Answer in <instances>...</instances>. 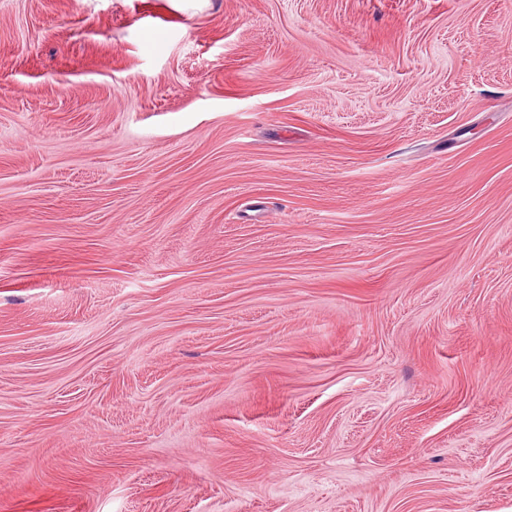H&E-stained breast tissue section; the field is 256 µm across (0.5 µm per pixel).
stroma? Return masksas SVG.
<instances>
[{"instance_id": "stroma-1", "label": "stroma", "mask_w": 512, "mask_h": 512, "mask_svg": "<svg viewBox=\"0 0 512 512\" xmlns=\"http://www.w3.org/2000/svg\"><path fill=\"white\" fill-rule=\"evenodd\" d=\"M0 512H512V0H0Z\"/></svg>"}]
</instances>
